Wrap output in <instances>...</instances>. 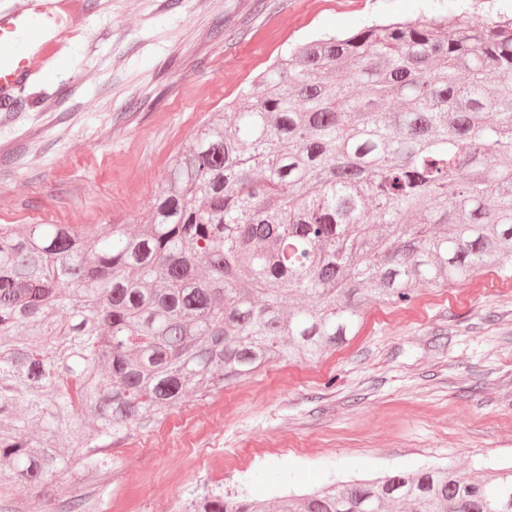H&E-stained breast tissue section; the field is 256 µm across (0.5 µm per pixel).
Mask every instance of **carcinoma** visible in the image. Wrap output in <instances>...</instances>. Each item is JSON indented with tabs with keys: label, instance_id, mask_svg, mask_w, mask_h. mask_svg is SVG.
Segmentation results:
<instances>
[{
	"label": "carcinoma",
	"instance_id": "carcinoma-1",
	"mask_svg": "<svg viewBox=\"0 0 512 512\" xmlns=\"http://www.w3.org/2000/svg\"><path fill=\"white\" fill-rule=\"evenodd\" d=\"M490 272L512 277V20L314 39L195 131L136 230L0 225V475L100 465L190 391L317 362L369 306ZM188 512H512V469Z\"/></svg>",
	"mask_w": 512,
	"mask_h": 512
}]
</instances>
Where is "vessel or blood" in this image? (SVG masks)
<instances>
[{"instance_id":"1","label":"vessel or blood","mask_w":512,"mask_h":512,"mask_svg":"<svg viewBox=\"0 0 512 512\" xmlns=\"http://www.w3.org/2000/svg\"><path fill=\"white\" fill-rule=\"evenodd\" d=\"M44 14L36 8L29 13H0V110H10L16 96L22 93L26 78L34 68L35 58L29 45L39 44L43 53H51L54 42L38 20Z\"/></svg>"}]
</instances>
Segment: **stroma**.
<instances>
[{
    "label": "stroma",
    "instance_id": "stroma-1",
    "mask_svg": "<svg viewBox=\"0 0 512 512\" xmlns=\"http://www.w3.org/2000/svg\"><path fill=\"white\" fill-rule=\"evenodd\" d=\"M78 32L0 111V224L145 222L173 156L294 45L374 19L512 0H58ZM37 487L0 512H185L211 492L271 498L433 468L512 466V278L371 306L321 362L280 360Z\"/></svg>",
    "mask_w": 512,
    "mask_h": 512
}]
</instances>
